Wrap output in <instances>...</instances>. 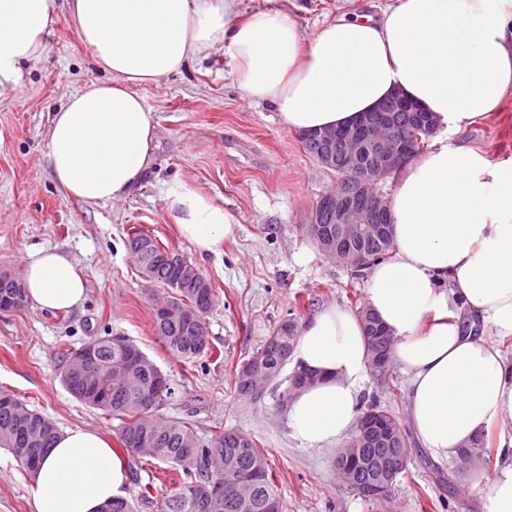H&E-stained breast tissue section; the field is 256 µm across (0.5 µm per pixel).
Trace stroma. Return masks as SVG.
I'll return each mask as SVG.
<instances>
[{
    "label": "stroma",
    "mask_w": 512,
    "mask_h": 512,
    "mask_svg": "<svg viewBox=\"0 0 512 512\" xmlns=\"http://www.w3.org/2000/svg\"><path fill=\"white\" fill-rule=\"evenodd\" d=\"M297 22L312 36L324 22L369 11L373 0H299ZM94 64L67 17H60L48 51L26 69L23 88L0 97V270L21 274L28 251L52 247L72 258L86 281V299L67 312L27 306L0 312V391L59 427L92 429L106 437L123 464V496L136 512H159L162 488L178 487L180 468L128 453L118 440V420L75 399L62 385L66 351L93 336H122L168 376L172 397L156 414L184 418L200 436L216 428L246 433L265 454L282 512H485L482 488L448 465L449 483L437 480L420 444H413L405 471L390 496L365 500L338 478L335 452L304 449L279 404L284 380L239 395L236 365L245 362L269 333L296 312L306 319L325 304L357 310L365 302L364 273L328 257L302 231L316 201L336 185L302 147L272 105L246 99L218 53L196 59L183 72L142 87L156 124V144L141 182L120 201L88 203L69 194L53 176L48 127L65 95L89 83L109 81ZM483 150L512 163V93L498 112L429 141ZM192 184L232 213L236 240L199 255L181 239L164 208L166 191ZM145 232L194 262L210 279L215 307L209 341L221 362L183 361L153 330L156 288L136 269L126 241ZM0 512H33L30 474L0 449Z\"/></svg>",
    "instance_id": "stroma-1"
}]
</instances>
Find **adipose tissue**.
<instances>
[{"instance_id":"adipose-tissue-1","label":"adipose tissue","mask_w":512,"mask_h":512,"mask_svg":"<svg viewBox=\"0 0 512 512\" xmlns=\"http://www.w3.org/2000/svg\"><path fill=\"white\" fill-rule=\"evenodd\" d=\"M288 4L263 0L244 20L239 0H0V90L20 88L68 16L112 80L67 96L50 121L49 158L56 181L92 203L121 199L150 165L155 127L139 88L200 54L228 55L243 94L300 133L352 123L396 90L458 130L512 92V0H387L307 42ZM164 203L199 254L237 234L233 215L190 184ZM390 217L394 249L367 271L366 306L408 376L410 426L435 462H456L491 428L512 429V365L497 343L512 335V164L439 146L400 172ZM23 280L42 310L85 298L75 263L54 250L29 251ZM369 358L358 314L327 304L303 321L292 366L316 381L290 401L287 421L308 449L350 439ZM496 456L491 479L469 468L463 479L484 484L488 512H512V438ZM34 484L35 512H100L127 474L107 440L77 427L60 432Z\"/></svg>"}]
</instances>
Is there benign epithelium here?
<instances>
[{"mask_svg":"<svg viewBox=\"0 0 512 512\" xmlns=\"http://www.w3.org/2000/svg\"><path fill=\"white\" fill-rule=\"evenodd\" d=\"M409 128L419 139H429L438 130L429 113L394 92L350 126L299 134L300 140L313 148L316 162L336 175V189L320 197L309 211L306 223L313 225L322 249L338 257L350 269L362 267L364 260V254L352 241L366 243L388 236L390 210L380 184L416 157L414 141L407 135ZM164 257L175 266L189 269L196 287H208L197 269L189 266L187 257L170 249L164 252ZM159 308L168 320L195 325L199 341L206 340L208 330L200 327L195 309L164 304ZM288 379L291 389L288 395L281 396L284 405L289 396L316 381V376L295 370ZM360 431L362 446L375 442L391 444L392 436L375 432L368 417L362 419ZM359 473L360 470L353 467L341 471V477L366 496L382 497L388 493L391 475H383L376 483H361Z\"/></svg>","mask_w":512,"mask_h":512,"instance_id":"7a95c632","label":"benign epithelium"}]
</instances>
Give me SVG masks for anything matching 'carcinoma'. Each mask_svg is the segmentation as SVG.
I'll return each instance as SVG.
<instances>
[{
	"label": "carcinoma",
	"instance_id": "1",
	"mask_svg": "<svg viewBox=\"0 0 512 512\" xmlns=\"http://www.w3.org/2000/svg\"><path fill=\"white\" fill-rule=\"evenodd\" d=\"M141 236L150 240L152 250L149 258L132 253L141 276L169 290L172 303L193 307L202 317H207L215 303L213 289H208L209 297L205 298L200 289L181 283L177 268L159 257L165 248L150 235L143 232ZM392 250L391 236L365 246L363 269L387 259ZM10 277L7 271L0 273V305L21 311L27 306L26 289L13 287ZM358 314L369 352L378 348L389 352L392 337L376 334V329L366 320V315L370 314L366 307H360ZM152 322L156 335L177 357L193 360L209 353L210 343L194 342L183 335L181 325L163 320L157 314L153 315ZM298 332V320L290 313L261 347L235 369L234 384L240 394H245L241 375L255 366L268 381L280 376L291 357ZM89 346L95 350L96 374L105 384L104 393H96L94 383L71 373ZM137 352L139 348L124 337H95L64 355L61 381L77 400L120 421L119 440L126 451L182 468L184 478L179 487L165 497L161 512H269V505L279 499L267 459L254 440L238 434L235 429H221L205 439L197 435L193 422L187 419L158 420L155 411L172 392H161L153 405L141 400V391L151 385L158 368L146 357L140 363L134 361ZM363 414L384 422L397 436L398 450L403 457H410V432L395 412L372 399ZM58 433L56 422L42 413L27 407L20 413L16 406L0 403V447L9 451L30 473L39 469Z\"/></svg>",
	"mask_w": 512,
	"mask_h": 512
}]
</instances>
